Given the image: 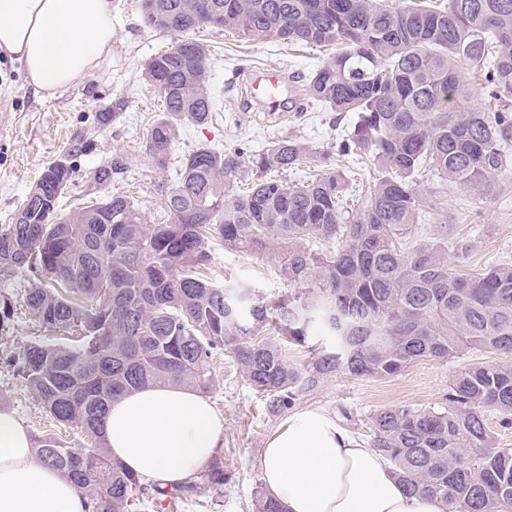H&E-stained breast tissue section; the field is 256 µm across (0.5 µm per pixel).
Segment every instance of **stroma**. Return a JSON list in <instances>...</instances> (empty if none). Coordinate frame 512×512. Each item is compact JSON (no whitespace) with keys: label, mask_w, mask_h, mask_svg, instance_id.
Returning <instances> with one entry per match:
<instances>
[{"label":"stroma","mask_w":512,"mask_h":512,"mask_svg":"<svg viewBox=\"0 0 512 512\" xmlns=\"http://www.w3.org/2000/svg\"><path fill=\"white\" fill-rule=\"evenodd\" d=\"M112 66L93 74L80 85L46 98L28 84L15 57L0 54V225L11 223L28 191L54 160L70 155L77 165L72 184L59 198L60 210L68 211L89 199L93 171L110 162L113 154L128 159V171L115 189L127 192L146 210L150 221L162 220L163 193L177 178L183 155L201 142L211 146L241 148L253 154L275 136L290 133L326 145L349 130L350 117H335L319 109L275 121L255 109L243 108L236 96L240 67H276L288 73H307L326 53L311 47L276 43L254 44L233 33H207L212 46V83L215 110L207 126L182 127L165 170L156 169L144 153L147 130L163 110L153 87L144 83L145 61L171 47L175 38L145 26L141 0H112ZM121 97L128 108L120 119L100 125L98 112ZM426 187L444 202V210L427 215L428 224L449 222L454 234L469 246L465 260L458 262L461 274L475 275L505 254H512V170L495 180L490 194L430 179ZM207 276L217 284L246 282L274 295L283 287L275 274L273 256H247L229 252L220 240L209 244ZM27 274L0 278V300L14 309L10 330L0 338V353L19 351L23 344L45 338L24 306ZM285 358L303 375L304 381L288 407L271 409L242 377L231 354L215 356V384L207 398L224 417V431L212 457L191 479L192 491L172 501V512H255V501L264 491L258 465L267 437L289 415L308 408L333 414L338 423L362 442L371 439V418L378 411L398 406L428 410L441 403L448 382L461 367L499 362L496 353L470 350L448 359H426L402 374L387 378H357L338 370L316 373L320 352H329L333 342L320 336L299 346L281 341ZM0 398L16 411L30 437L58 434L71 447L85 448L82 436L58 427L41 408L25 382L11 366L0 360ZM224 473V482H209L211 471Z\"/></svg>","instance_id":"stroma-1"}]
</instances>
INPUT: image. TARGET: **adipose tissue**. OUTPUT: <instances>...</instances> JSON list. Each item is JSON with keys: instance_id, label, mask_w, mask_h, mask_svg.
Here are the masks:
<instances>
[{"instance_id": "ef3b65f1", "label": "adipose tissue", "mask_w": 512, "mask_h": 512, "mask_svg": "<svg viewBox=\"0 0 512 512\" xmlns=\"http://www.w3.org/2000/svg\"><path fill=\"white\" fill-rule=\"evenodd\" d=\"M112 0H0V50L44 96L112 64ZM224 420L197 392L175 385L113 402L103 436L113 462L148 484L192 477L212 456ZM268 495L286 512H442L404 491L389 463L335 417L306 409L285 418L260 462ZM0 512H86L78 488L41 463L13 410L0 409Z\"/></svg>"}]
</instances>
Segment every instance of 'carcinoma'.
<instances>
[{"instance_id": "cac0c4a2", "label": "carcinoma", "mask_w": 512, "mask_h": 512, "mask_svg": "<svg viewBox=\"0 0 512 512\" xmlns=\"http://www.w3.org/2000/svg\"><path fill=\"white\" fill-rule=\"evenodd\" d=\"M145 24L175 34L142 78L163 99L144 152L163 170L182 124L202 127L214 111L213 53L197 37L233 31L253 43L329 50L306 77V106L352 114L328 146L282 135L244 158L202 144L185 154L165 191L167 221L151 224L123 192L69 212L58 199L75 176L70 156L54 161L13 222L0 227V277L29 271L25 305L46 331H78L72 344H26L8 364L44 411L84 435L76 451L52 434L36 438L39 459L71 479L88 512L162 506L192 486L149 488L105 452L101 421L110 403L154 384L206 394L216 351L234 358L270 407L288 405L301 372L274 329L304 345L329 336L336 352L318 373L398 375L420 360L467 350L505 358L464 368L436 408L392 407L371 418L370 447L404 489L440 500L443 512H512V448L499 446L485 413L512 425V261L474 276L452 269L467 246L448 225L420 232L429 205L423 177L484 193L512 163V0H142ZM222 16L208 24L207 13ZM479 75L476 103L463 71ZM371 158L377 171L349 205L357 172L333 156ZM311 164L312 180L288 181ZM275 177L254 181L253 169ZM127 169L112 156L93 172L101 190ZM224 249L275 256L285 293L268 299L247 283L201 273L208 236ZM151 490V497L140 495Z\"/></svg>"}]
</instances>
